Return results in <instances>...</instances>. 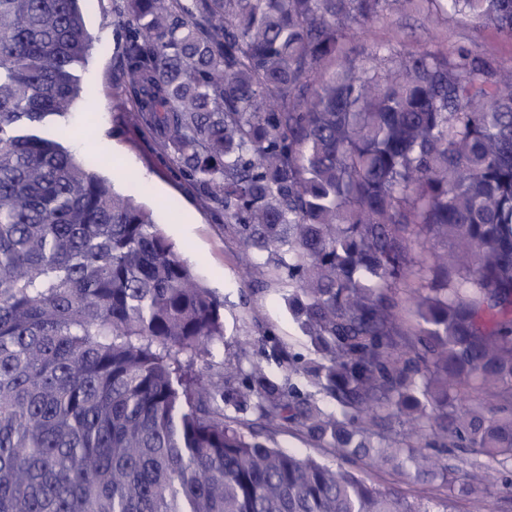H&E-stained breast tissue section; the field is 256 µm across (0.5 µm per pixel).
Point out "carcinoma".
<instances>
[{
  "instance_id": "cac0c4a2",
  "label": "carcinoma",
  "mask_w": 512,
  "mask_h": 512,
  "mask_svg": "<svg viewBox=\"0 0 512 512\" xmlns=\"http://www.w3.org/2000/svg\"><path fill=\"white\" fill-rule=\"evenodd\" d=\"M512 40V0H118L112 122L288 280L313 357L211 372L223 303L62 144L78 0H0V512H449L269 445L292 425L456 493L512 467V67L351 37L408 9ZM416 321L404 329L401 304ZM316 392L336 403L321 408ZM478 403L467 405L470 392ZM258 413L248 422L227 408Z\"/></svg>"
}]
</instances>
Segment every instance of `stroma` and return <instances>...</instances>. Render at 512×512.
Instances as JSON below:
<instances>
[{"label": "stroma", "mask_w": 512, "mask_h": 512, "mask_svg": "<svg viewBox=\"0 0 512 512\" xmlns=\"http://www.w3.org/2000/svg\"><path fill=\"white\" fill-rule=\"evenodd\" d=\"M82 10L93 47L80 69L83 93L61 123L70 128L65 144L77 157L93 160L98 173L115 188L148 206L167 237L194 268L202 282L224 303V344L214 353L215 371L232 372L258 357L265 338H275L302 358L311 348L288 311V287L268 279L257 283L243 270L244 251L239 238L227 227L223 213L203 208L195 192L174 169L155 143L153 134L129 142L127 134L112 124L115 44L111 30L100 27L102 15L111 13L115 0H82ZM437 35L422 13L394 15L375 23L371 39L352 38L355 59H362L371 41H381L398 31L404 44L426 43L442 50L447 44H464L498 64L512 66V40L493 28L453 19ZM356 467L370 482L413 500L442 495L438 484L408 478L392 469H375L365 462ZM453 512H512V469L499 471L493 484L455 499Z\"/></svg>", "instance_id": "35a3bbf8"}]
</instances>
